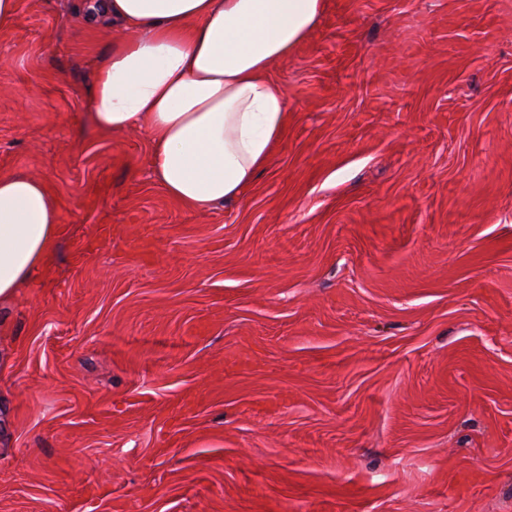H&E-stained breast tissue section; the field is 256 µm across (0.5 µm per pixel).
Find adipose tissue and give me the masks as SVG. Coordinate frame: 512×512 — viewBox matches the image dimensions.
<instances>
[{
  "mask_svg": "<svg viewBox=\"0 0 512 512\" xmlns=\"http://www.w3.org/2000/svg\"><path fill=\"white\" fill-rule=\"evenodd\" d=\"M325 0H85L84 20L125 29L99 68L90 119L150 135L151 172L189 210L240 200L284 131L270 70L307 41ZM46 182L0 174V302L46 263L59 234Z\"/></svg>",
  "mask_w": 512,
  "mask_h": 512,
  "instance_id": "obj_1",
  "label": "adipose tissue"
}]
</instances>
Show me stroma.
<instances>
[{
  "label": "stroma",
  "instance_id": "obj_1",
  "mask_svg": "<svg viewBox=\"0 0 512 512\" xmlns=\"http://www.w3.org/2000/svg\"><path fill=\"white\" fill-rule=\"evenodd\" d=\"M0 34V173L60 234L0 304V512H512V0H326L243 198L100 134L122 37Z\"/></svg>",
  "mask_w": 512,
  "mask_h": 512
}]
</instances>
